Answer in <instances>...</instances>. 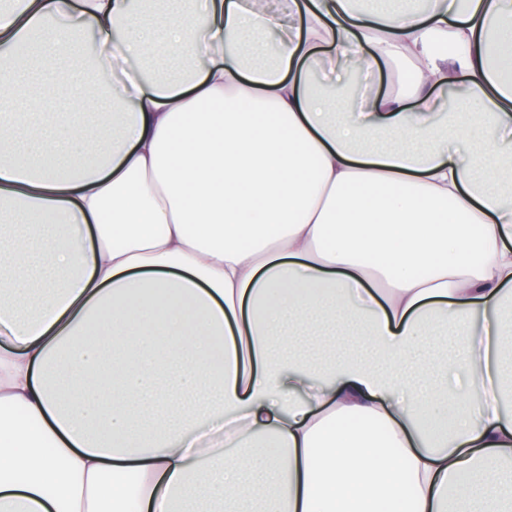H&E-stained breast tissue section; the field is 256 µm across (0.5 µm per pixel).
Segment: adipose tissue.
<instances>
[{"label":"adipose tissue","mask_w":512,"mask_h":512,"mask_svg":"<svg viewBox=\"0 0 512 512\" xmlns=\"http://www.w3.org/2000/svg\"><path fill=\"white\" fill-rule=\"evenodd\" d=\"M376 2L0 7V512H512V0ZM362 73V82L359 90L365 84V80L367 78V82L373 86V90L381 93H389L394 88V84L391 82V73L384 65H373L370 71L361 72Z\"/></svg>","instance_id":"adipose-tissue-1"}]
</instances>
